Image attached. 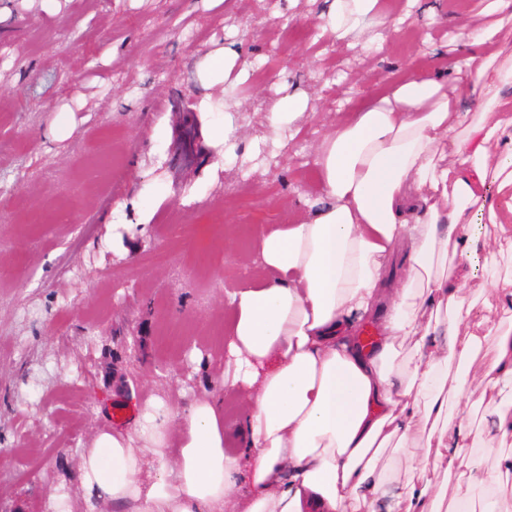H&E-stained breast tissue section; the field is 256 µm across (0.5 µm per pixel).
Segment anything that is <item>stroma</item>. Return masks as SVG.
Instances as JSON below:
<instances>
[{
    "instance_id": "obj_1",
    "label": "stroma",
    "mask_w": 512,
    "mask_h": 512,
    "mask_svg": "<svg viewBox=\"0 0 512 512\" xmlns=\"http://www.w3.org/2000/svg\"><path fill=\"white\" fill-rule=\"evenodd\" d=\"M476 2L411 0L399 31L369 29L387 43L370 55L323 33L326 0H0V512L82 502L79 450L107 400L211 390L224 294L265 226L321 199L320 138L412 68L446 73ZM216 37L248 54V80L201 83ZM295 92L307 111L274 131ZM206 97L237 121L232 159ZM308 106V97L303 93H294L284 96L276 101L271 112H268L267 120L276 130L289 127Z\"/></svg>"
}]
</instances>
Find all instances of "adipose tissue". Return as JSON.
<instances>
[{"label": "adipose tissue", "mask_w": 512, "mask_h": 512, "mask_svg": "<svg viewBox=\"0 0 512 512\" xmlns=\"http://www.w3.org/2000/svg\"><path fill=\"white\" fill-rule=\"evenodd\" d=\"M378 4L330 0L326 27L382 51L365 38ZM477 15L449 76L402 80L323 136L324 201L258 238L213 392L100 428L80 452L83 512H499L512 498V323L466 324L460 297L478 259L479 297L512 308V272L475 231L493 225L512 250V46H494L512 0ZM251 71L231 44L199 62L212 86ZM371 313L380 336L363 348L353 322ZM395 453L401 481L382 463Z\"/></svg>", "instance_id": "obj_1"}]
</instances>
